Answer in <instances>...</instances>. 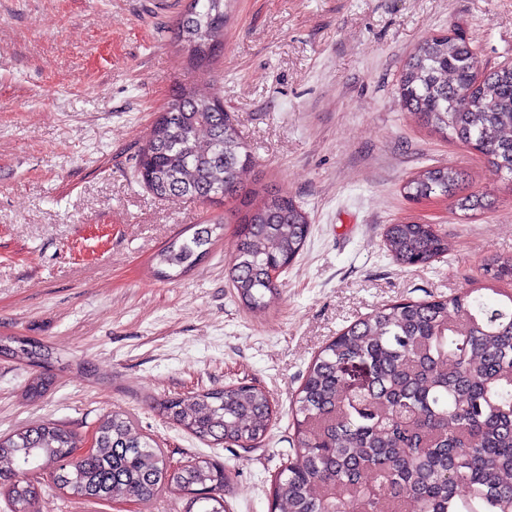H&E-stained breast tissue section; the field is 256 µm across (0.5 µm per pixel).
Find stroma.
<instances>
[{
  "instance_id": "stroma-1",
  "label": "stroma",
  "mask_w": 512,
  "mask_h": 512,
  "mask_svg": "<svg viewBox=\"0 0 512 512\" xmlns=\"http://www.w3.org/2000/svg\"><path fill=\"white\" fill-rule=\"evenodd\" d=\"M187 3L0 0V336L37 338L58 356L54 386L34 402L21 396L32 368L0 359V435L54 420L86 439L123 412L165 452L224 466L226 512H270L291 404L321 347L383 306L489 287L484 258L512 257V180L430 134L397 89L415 49L454 28L482 68L512 65V0H230L224 47L197 68L175 42ZM179 83L215 86L255 156L247 183L309 216L264 314L229 280V205L160 198L134 175ZM437 165L463 171L489 209L409 203L404 181ZM218 216L224 234L191 270L156 275L169 241ZM399 221L435 225L449 252L398 265L383 240ZM241 380L264 387L278 411L257 449L199 440L160 413L167 396ZM37 480L39 512L186 510L176 492L130 510Z\"/></svg>"
}]
</instances>
